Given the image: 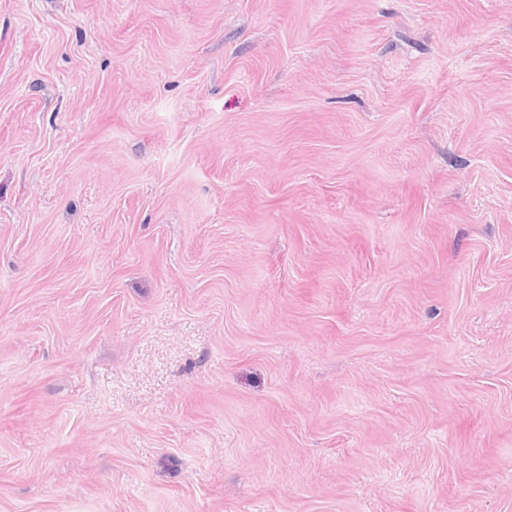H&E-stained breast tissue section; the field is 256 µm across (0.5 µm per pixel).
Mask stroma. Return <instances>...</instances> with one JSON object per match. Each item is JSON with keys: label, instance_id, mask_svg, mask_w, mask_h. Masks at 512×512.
Listing matches in <instances>:
<instances>
[{"label": "stroma", "instance_id": "35a3bbf8", "mask_svg": "<svg viewBox=\"0 0 512 512\" xmlns=\"http://www.w3.org/2000/svg\"><path fill=\"white\" fill-rule=\"evenodd\" d=\"M0 512H512V0H0Z\"/></svg>", "mask_w": 512, "mask_h": 512}]
</instances>
